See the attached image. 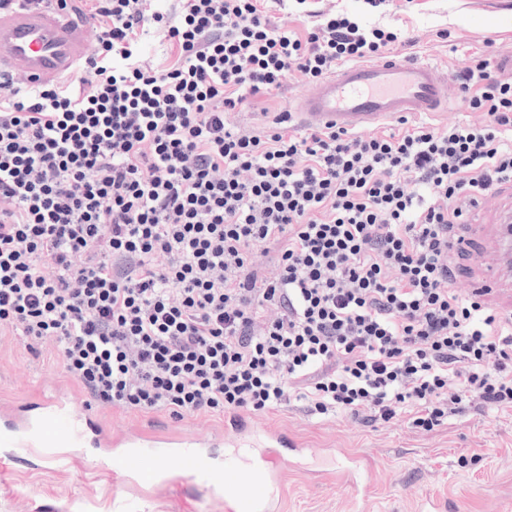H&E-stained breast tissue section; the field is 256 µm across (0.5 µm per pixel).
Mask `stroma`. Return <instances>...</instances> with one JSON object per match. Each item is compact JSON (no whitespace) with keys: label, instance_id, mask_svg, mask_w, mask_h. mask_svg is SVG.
<instances>
[{"label":"stroma","instance_id":"stroma-1","mask_svg":"<svg viewBox=\"0 0 512 512\" xmlns=\"http://www.w3.org/2000/svg\"><path fill=\"white\" fill-rule=\"evenodd\" d=\"M334 9L362 25L400 28L406 43L398 52L433 63L448 73L512 55V0H284L275 17L304 34L316 11ZM294 79L285 96L260 97L236 115L262 131L273 114L295 106L308 91ZM71 397L78 412H92L112 429L135 423L136 415L87 404L80 385L58 369L50 355L33 356L21 337L0 338V399L12 403L35 390ZM315 446L359 448L371 459L373 492L369 512H418L421 497L447 501L455 512H512V411L490 409L448 419L430 431L399 419L370 427L344 415L305 416L285 405L256 419ZM48 449L33 448L0 465V512H225L224 502L199 491L175 489L137 478H112L86 449L64 448V464L48 461ZM279 512H354L348 486L332 479L308 480L285 471Z\"/></svg>","mask_w":512,"mask_h":512}]
</instances>
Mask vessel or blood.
I'll return each mask as SVG.
<instances>
[{
    "label": "vessel or blood",
    "instance_id": "obj_1",
    "mask_svg": "<svg viewBox=\"0 0 512 512\" xmlns=\"http://www.w3.org/2000/svg\"><path fill=\"white\" fill-rule=\"evenodd\" d=\"M92 32L69 14L25 7L0 11V72L21 75L39 87L72 74L88 55ZM448 108V75L409 56L341 65L308 90L291 116L304 126L348 131L381 126L406 114ZM472 237L453 238L448 251L471 256L468 285L481 296L506 294L512 309V226L476 220ZM0 447L6 457L23 448H100L104 467L117 477L164 474L162 460L180 463V486L224 496L226 512H275L282 464L320 483L342 477L360 512L368 505L372 472L356 448H314L287 431L254 426L239 417L206 439L169 434L150 424L111 431L71 400L43 391L33 409L0 405Z\"/></svg>",
    "mask_w": 512,
    "mask_h": 512
}]
</instances>
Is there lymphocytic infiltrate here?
<instances>
[{
    "instance_id": "obj_1",
    "label": "lymphocytic infiltrate",
    "mask_w": 512,
    "mask_h": 512,
    "mask_svg": "<svg viewBox=\"0 0 512 512\" xmlns=\"http://www.w3.org/2000/svg\"><path fill=\"white\" fill-rule=\"evenodd\" d=\"M265 0H0L82 15L95 48L59 86L0 75V336L54 351L128 413L304 402L433 430L512 410V316L454 291L449 232L512 180V83L454 75L479 118L362 135L253 132L233 114L400 36L331 11L305 37ZM163 33L161 69L136 48Z\"/></svg>"
}]
</instances>
